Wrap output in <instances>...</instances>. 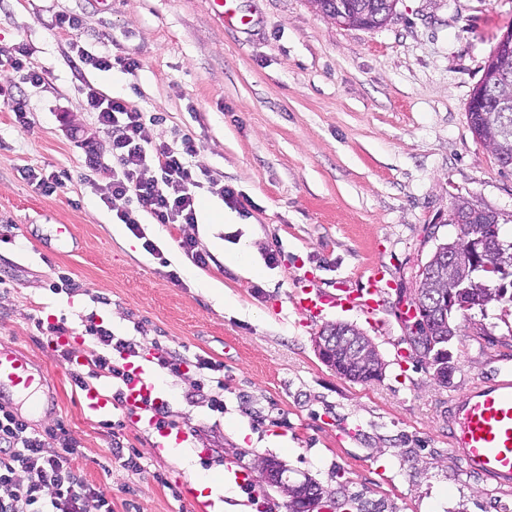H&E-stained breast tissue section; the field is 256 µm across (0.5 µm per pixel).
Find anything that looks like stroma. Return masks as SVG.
<instances>
[{
    "instance_id": "stroma-1",
    "label": "stroma",
    "mask_w": 512,
    "mask_h": 512,
    "mask_svg": "<svg viewBox=\"0 0 512 512\" xmlns=\"http://www.w3.org/2000/svg\"><path fill=\"white\" fill-rule=\"evenodd\" d=\"M244 23L227 28L208 0H0V52L20 55L39 83L0 67V345L17 348L42 374L31 397L0 390L34 429L63 422L83 447L77 465L110 490L112 512H198L175 497L190 469L214 472L231 460L256 470L282 461L290 476L382 501L393 512H512L507 490L467 471L448 445V398L512 369V303L472 309L454 320L452 371L440 382L410 355L404 313L437 244L453 241L448 216L460 198L512 214V170L474 136L468 105L494 49L512 30V0H397L382 27H345L308 0H230ZM75 16V30L58 29ZM132 55L134 74L86 68L77 47ZM148 115V142L184 134L200 146L208 180L232 188L245 206L208 189L199 202L227 216L221 224H157L142 214L144 237L122 227L100 198L112 176L111 139L81 90ZM27 106V126L11 98ZM96 139L102 164L84 165L81 143ZM60 181L41 190L28 170ZM70 227L63 238L58 228ZM195 239L197 266L179 247ZM158 246L151 255L144 239ZM245 251L254 276L227 263ZM276 253L269 262L268 253ZM383 266L377 319L334 311L323 321L297 315V284L331 290L365 285ZM222 285L229 305L205 280ZM135 339L134 364H155L158 347L201 355L224 368V410L186 400L194 367L156 385L188 437L181 453L156 449V429L130 424L127 443L145 469L110 457L101 417L82 411L67 364L49 348L62 324L85 359L94 344L86 321ZM356 325L386 362L380 380L352 382L314 348L324 324ZM405 350L397 364V350ZM210 512H287L276 489L218 495Z\"/></svg>"
}]
</instances>
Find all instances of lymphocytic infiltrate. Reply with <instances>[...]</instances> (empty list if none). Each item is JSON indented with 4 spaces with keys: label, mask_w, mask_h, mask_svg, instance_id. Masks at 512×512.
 Wrapping results in <instances>:
<instances>
[{
    "label": "lymphocytic infiltrate",
    "mask_w": 512,
    "mask_h": 512,
    "mask_svg": "<svg viewBox=\"0 0 512 512\" xmlns=\"http://www.w3.org/2000/svg\"><path fill=\"white\" fill-rule=\"evenodd\" d=\"M82 89L99 125L112 134L116 165L103 188L104 203L116 206L118 219L137 236L143 233L144 212L158 224L196 223V191L205 170L196 160L195 139L185 135L175 146H146L142 112L123 98L100 94L91 84ZM150 161L156 162L158 174L148 178L144 168ZM85 331L101 349L73 372L74 385L81 389L89 379L101 376L127 382L122 358L137 355L136 342L113 338L110 330L95 323L86 325ZM194 368L197 377L187 399H205L211 410L223 412L221 365L199 356ZM80 448L62 422L36 430L11 406L0 403V512H112L111 492L88 484L76 467Z\"/></svg>",
    "instance_id": "1"
}]
</instances>
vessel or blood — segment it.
I'll return each instance as SVG.
<instances>
[{"label": "vessel or blood", "instance_id": "obj_1", "mask_svg": "<svg viewBox=\"0 0 512 512\" xmlns=\"http://www.w3.org/2000/svg\"><path fill=\"white\" fill-rule=\"evenodd\" d=\"M386 283L369 275L364 287L324 291L315 287L298 289L292 305L295 312L311 321L336 309H357L374 315L380 309ZM35 382L26 358L16 350L0 348V387L27 388ZM126 407L136 410L144 403L162 405L155 386L142 366H134L132 380L122 391ZM80 403L87 413L108 416L113 400L109 390L87 387ZM448 443L466 468L498 486L512 489V370L499 372L461 394L448 398ZM225 486L249 489L255 480L250 471L234 462L224 464Z\"/></svg>", "mask_w": 512, "mask_h": 512}]
</instances>
